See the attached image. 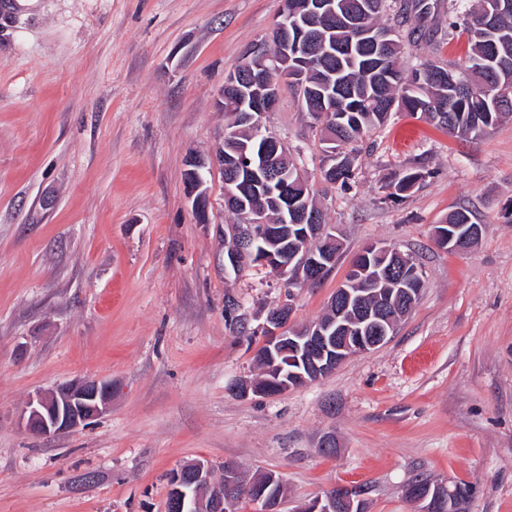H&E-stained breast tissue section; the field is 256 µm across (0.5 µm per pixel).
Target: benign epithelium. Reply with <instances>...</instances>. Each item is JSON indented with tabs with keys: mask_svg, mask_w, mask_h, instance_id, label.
<instances>
[{
	"mask_svg": "<svg viewBox=\"0 0 512 512\" xmlns=\"http://www.w3.org/2000/svg\"><path fill=\"white\" fill-rule=\"evenodd\" d=\"M290 3L282 9L281 15L292 16L314 10V7H326L324 3L311 6V0H283ZM16 10L11 4H0V45L10 40L9 31L15 21ZM245 70L236 72L231 80L224 83L223 91L235 100L239 122L254 129L263 128L262 118L273 111L279 99L280 86L301 78L300 68L290 65L288 47L274 54L268 42H251L244 48ZM214 163L221 169L234 172L232 179L224 182V199L233 205L239 204L237 182L251 167L243 166L240 161L224 164V147H219ZM191 169L186 178V196L199 220L206 217L208 194L205 181L200 179L199 170L207 162L192 158ZM241 223L231 226V237L226 240L224 267L234 272L244 267L250 260H256L264 268L273 271L279 278L292 287L309 281L323 280L330 276L336 267V258L343 251L344 244L331 224H305L297 233V240L291 253L279 255L267 250L257 254L248 249L254 242L267 237L266 220L245 210L239 214ZM481 235V226L472 224L458 235H442L435 232V241L448 245L450 251H464L472 247ZM390 270L406 278L418 273L413 260L397 254ZM368 267L362 263L350 266L344 284L336 288L330 307L336 310V325L311 324L307 329H293L290 326L293 307L288 312L268 313L265 323L266 355H272V349L283 345L293 350L297 359L287 363L271 361L270 372L275 376L278 389L284 393L307 383L315 382L326 376L336 366L353 355L368 353L385 344L393 334V328L381 325L372 336H357L351 344H339V332L345 329L342 317L349 308L353 294L348 286L364 281ZM295 363L298 369L286 367ZM112 398V387L99 380H76L57 387L48 393H40L29 400L21 411L22 427L34 434L54 437L74 432L85 427L106 412ZM244 490L256 498L261 512H279V506L272 504L266 496L264 487L256 480L243 476L232 465H224V483L214 482L212 469L203 461L184 465L174 470L169 477V499L171 512H228L232 506L230 498L224 496V489ZM336 489L332 488L324 495L313 499L304 512H336Z\"/></svg>",
	"mask_w": 512,
	"mask_h": 512,
	"instance_id": "1",
	"label": "benign epithelium"
}]
</instances>
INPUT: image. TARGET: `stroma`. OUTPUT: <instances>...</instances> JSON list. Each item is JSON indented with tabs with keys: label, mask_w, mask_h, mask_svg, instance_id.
I'll return each mask as SVG.
<instances>
[{
	"label": "stroma",
	"mask_w": 512,
	"mask_h": 512,
	"mask_svg": "<svg viewBox=\"0 0 512 512\" xmlns=\"http://www.w3.org/2000/svg\"><path fill=\"white\" fill-rule=\"evenodd\" d=\"M430 2L438 44L406 42V66L466 58L448 27L457 0ZM19 3L0 49V512H165L168 473L196 460L217 479L228 463L279 475L280 512L336 486L362 489L364 512H420L406 495L419 474L468 485L465 512H512V119L459 138L392 113L340 188L322 177L318 129L282 88L262 124L344 240L327 279L290 291L266 269L225 272L237 217L219 170L206 223L185 197L190 156L209 159L224 135V79L282 0ZM407 163L424 180L387 199ZM459 208L483 226L465 253L433 236ZM371 242L424 270L391 339L307 386L238 396L260 375L268 310L289 300L292 325L312 323ZM230 297L251 339L231 332ZM83 379L112 384L91 425L52 439L21 428L30 397ZM326 434L331 456L318 448Z\"/></svg>",
	"instance_id": "stroma-1"
}]
</instances>
